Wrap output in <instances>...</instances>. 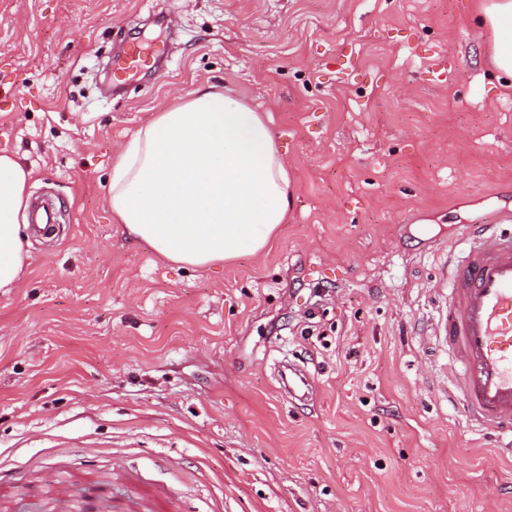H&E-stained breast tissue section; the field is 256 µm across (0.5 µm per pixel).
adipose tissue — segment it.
I'll use <instances>...</instances> for the list:
<instances>
[{
	"mask_svg": "<svg viewBox=\"0 0 512 512\" xmlns=\"http://www.w3.org/2000/svg\"><path fill=\"white\" fill-rule=\"evenodd\" d=\"M491 61L512 77V0H483ZM31 179L0 152V289L29 254L18 218ZM288 163L265 118L228 89L208 86L141 128L112 167V218L128 239L168 261L211 267L265 248L288 214Z\"/></svg>",
	"mask_w": 512,
	"mask_h": 512,
	"instance_id": "obj_1",
	"label": "adipose tissue"
}]
</instances>
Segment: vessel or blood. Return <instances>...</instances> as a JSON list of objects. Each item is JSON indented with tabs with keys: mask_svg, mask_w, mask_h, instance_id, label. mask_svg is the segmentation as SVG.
I'll list each match as a JSON object with an SVG mask.
<instances>
[{
	"mask_svg": "<svg viewBox=\"0 0 512 512\" xmlns=\"http://www.w3.org/2000/svg\"><path fill=\"white\" fill-rule=\"evenodd\" d=\"M156 54L135 44L113 62L115 72L139 71ZM468 248L453 264L448 286V319L440 333L448 340L453 379L462 415L493 430L503 455L512 456V226L471 224ZM55 512H105L106 490L82 503L70 484L53 488Z\"/></svg>",
	"mask_w": 512,
	"mask_h": 512,
	"instance_id": "vessel-or-blood-1",
	"label": "vessel or blood"
}]
</instances>
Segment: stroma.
I'll use <instances>...</instances> for the list:
<instances>
[{
    "mask_svg": "<svg viewBox=\"0 0 512 512\" xmlns=\"http://www.w3.org/2000/svg\"><path fill=\"white\" fill-rule=\"evenodd\" d=\"M478 5L0 0V151L63 226L21 221L0 289L1 507L63 479L164 512H512L436 334L466 225L512 222V78ZM134 42L169 55L110 91ZM209 84L266 114L293 186L263 251L202 270L128 243L109 198L127 139ZM30 463L42 483L10 480Z\"/></svg>",
    "mask_w": 512,
    "mask_h": 512,
    "instance_id": "1",
    "label": "stroma"
}]
</instances>
